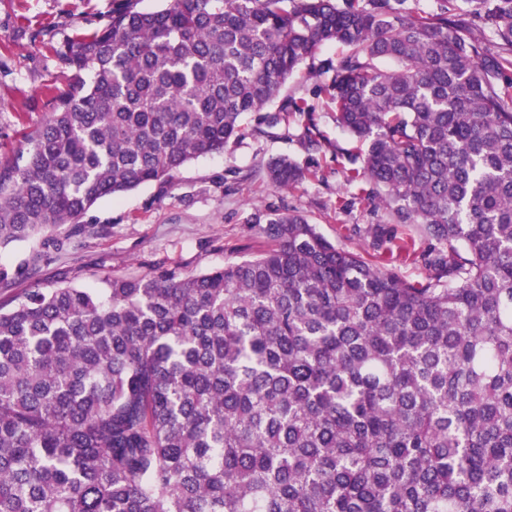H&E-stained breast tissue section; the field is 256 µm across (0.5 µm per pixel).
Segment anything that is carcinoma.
<instances>
[{
  "mask_svg": "<svg viewBox=\"0 0 512 512\" xmlns=\"http://www.w3.org/2000/svg\"><path fill=\"white\" fill-rule=\"evenodd\" d=\"M405 2L120 0L65 42L73 83L0 163V249L27 245L1 286L109 233L84 222L100 200L245 138L246 114L306 111L268 106L325 42L346 48L318 92L360 145L348 183L435 245L359 253L258 211L249 259L0 304V512H512V0L472 21ZM411 257L420 280L396 271Z\"/></svg>",
  "mask_w": 512,
  "mask_h": 512,
  "instance_id": "1",
  "label": "carcinoma"
}]
</instances>
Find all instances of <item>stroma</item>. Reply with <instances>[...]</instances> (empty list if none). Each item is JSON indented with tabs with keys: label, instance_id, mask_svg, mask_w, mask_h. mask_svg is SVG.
<instances>
[{
	"label": "stroma",
	"instance_id": "stroma-1",
	"mask_svg": "<svg viewBox=\"0 0 512 512\" xmlns=\"http://www.w3.org/2000/svg\"><path fill=\"white\" fill-rule=\"evenodd\" d=\"M115 3L0 0V162L13 158L21 134L35 132L52 112L54 96L69 89L73 72L58 50L74 34L104 27ZM321 80V73L302 71L282 90L311 107L320 150H307L306 118L292 112L223 153L189 162L169 182L102 199L86 221L111 225V234L51 255L37 281L0 288V302L63 280L93 287L106 275L141 276L157 267L191 275L249 258L266 246L247 222L258 210L298 209L329 241L355 252L371 250V230L386 226V216L358 199V186L345 180L355 145L337 126L333 105L315 95ZM278 156L316 170V177L288 190L271 186L266 164Z\"/></svg>",
	"mask_w": 512,
	"mask_h": 512
}]
</instances>
